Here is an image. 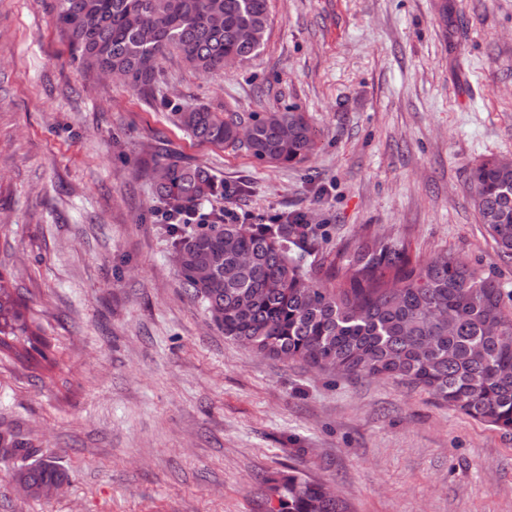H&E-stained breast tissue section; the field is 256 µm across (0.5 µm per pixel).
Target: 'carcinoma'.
<instances>
[{"label": "carcinoma", "mask_w": 512, "mask_h": 512, "mask_svg": "<svg viewBox=\"0 0 512 512\" xmlns=\"http://www.w3.org/2000/svg\"><path fill=\"white\" fill-rule=\"evenodd\" d=\"M269 0H56V20L73 55L89 68L125 76L145 94L159 91L160 61L175 50L195 70L224 69V57L247 60L264 47ZM251 35L248 43L238 33ZM174 123L212 145L244 148L254 158L290 167L315 147L299 107L250 119L207 106L183 110L162 98ZM151 186L173 239L181 285L201 299L211 321L258 354L345 376L391 378L420 387L438 403L500 430L512 431V310L499 281L448 252L424 265L391 236L368 234L336 252L324 279L303 269L318 245L312 224H226L201 206L224 196V183L203 165L156 159ZM474 205L498 253L512 259V163L492 157L470 170ZM201 217L186 234L188 216ZM206 272L205 280L199 273ZM42 329L0 274V353L36 369L54 367ZM32 449L0 434V457ZM66 474L36 459L17 472L32 489ZM277 512H346L324 484L291 471L274 480Z\"/></svg>", "instance_id": "1"}]
</instances>
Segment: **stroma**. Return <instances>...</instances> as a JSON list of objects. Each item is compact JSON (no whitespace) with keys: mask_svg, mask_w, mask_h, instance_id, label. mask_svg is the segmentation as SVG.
Returning a JSON list of instances; mask_svg holds the SVG:
<instances>
[{"mask_svg":"<svg viewBox=\"0 0 512 512\" xmlns=\"http://www.w3.org/2000/svg\"><path fill=\"white\" fill-rule=\"evenodd\" d=\"M270 0L259 56L216 74L174 52L162 93L242 117L291 104L316 148L271 167L198 142L152 97L83 68L55 0H0V273L56 367L0 359V431L68 475L22 497L0 462V512H268L293 467L349 512H512V432L390 378L347 379L226 339L179 285L141 169L175 155L227 188L241 223L305 215L323 253L364 232L498 276L512 260L475 211L469 173L512 159V0Z\"/></svg>","mask_w":512,"mask_h":512,"instance_id":"35a3bbf8","label":"stroma"}]
</instances>
